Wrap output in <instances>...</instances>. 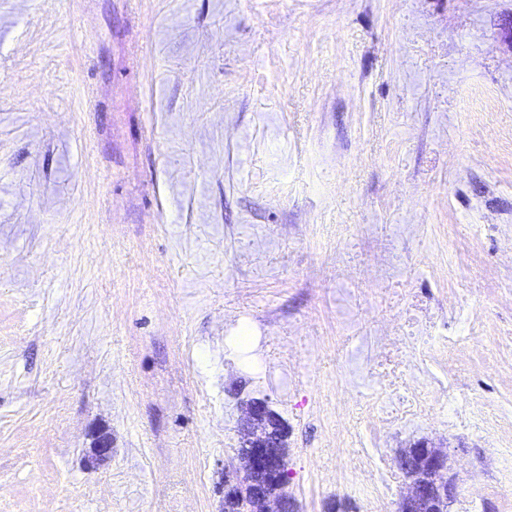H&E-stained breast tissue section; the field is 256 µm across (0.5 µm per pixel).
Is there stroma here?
<instances>
[{
  "mask_svg": "<svg viewBox=\"0 0 512 512\" xmlns=\"http://www.w3.org/2000/svg\"><path fill=\"white\" fill-rule=\"evenodd\" d=\"M509 246L512 0H0V512H223L249 397L295 512H361L336 475L369 451L327 431L337 381L394 401L364 341L391 307L332 256L391 251L426 302L444 268L440 319L489 346ZM464 369L467 422L436 395L387 465L428 441L450 512H512V389Z\"/></svg>",
  "mask_w": 512,
  "mask_h": 512,
  "instance_id": "35a3bbf8",
  "label": "stroma"
}]
</instances>
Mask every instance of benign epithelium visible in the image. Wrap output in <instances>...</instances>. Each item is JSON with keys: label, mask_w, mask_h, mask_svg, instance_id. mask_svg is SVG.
<instances>
[{"label": "benign epithelium", "mask_w": 512, "mask_h": 512, "mask_svg": "<svg viewBox=\"0 0 512 512\" xmlns=\"http://www.w3.org/2000/svg\"><path fill=\"white\" fill-rule=\"evenodd\" d=\"M274 411L264 400L245 403L239 422L240 445L237 458L244 471L253 477L260 508L255 509L239 481L224 482V499L239 502L241 512H295L293 500L282 488L288 483L286 423L278 428L269 424ZM112 452L111 438L96 436L88 456L95 465ZM400 470L408 478L407 492L398 502L397 512H424L422 507L440 499L453 503L458 496L457 477L448 465L447 453L423 440L402 451L398 457Z\"/></svg>", "instance_id": "benign-epithelium-1"}]
</instances>
